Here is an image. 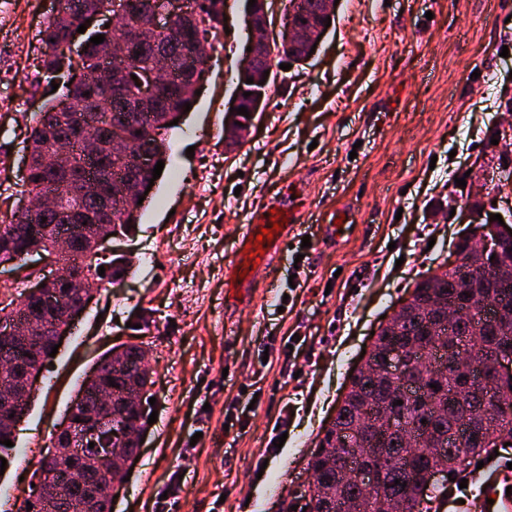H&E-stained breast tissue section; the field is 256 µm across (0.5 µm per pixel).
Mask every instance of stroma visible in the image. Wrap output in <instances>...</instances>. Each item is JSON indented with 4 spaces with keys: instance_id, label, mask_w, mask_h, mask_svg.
<instances>
[{
    "instance_id": "1",
    "label": "stroma",
    "mask_w": 512,
    "mask_h": 512,
    "mask_svg": "<svg viewBox=\"0 0 512 512\" xmlns=\"http://www.w3.org/2000/svg\"><path fill=\"white\" fill-rule=\"evenodd\" d=\"M56 3L0 0L1 213L24 188L33 118L53 98L34 64ZM244 10L225 0L229 32L207 49L201 94L169 133L138 231L120 243L130 272L104 284L42 371L11 450L30 464L0 475L13 506L91 367L133 341L144 313L158 416L114 512H157L175 482L177 512H280L310 482L308 462L382 317L448 260L471 221L512 224V180L502 179L512 54H501L512 50V0H339L313 59L281 72L248 137L229 148ZM286 194L303 221L272 277L236 298L224 266L242 226Z\"/></svg>"
}]
</instances>
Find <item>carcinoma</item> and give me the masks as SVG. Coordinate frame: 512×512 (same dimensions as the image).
I'll use <instances>...</instances> for the list:
<instances>
[{
  "label": "carcinoma",
  "mask_w": 512,
  "mask_h": 512,
  "mask_svg": "<svg viewBox=\"0 0 512 512\" xmlns=\"http://www.w3.org/2000/svg\"><path fill=\"white\" fill-rule=\"evenodd\" d=\"M109 3L110 0H61L57 14L48 17L40 32L46 48L40 60L43 77L52 81L62 70L71 72L76 66L91 70L100 53L112 50V33L97 30L95 34L104 35L105 40L90 45L88 55L80 57L79 61L72 57L78 19L90 8L107 9ZM301 10L300 19L318 22L325 11L324 0H301ZM154 51L180 64L181 44L159 35L153 47L138 56H130L128 68H144ZM71 83V79L62 83L63 91L59 94L67 108L57 112L55 107H50L40 113L31 128L35 163L27 193L20 194L11 216L0 220V264L11 262L16 268L23 267L26 261L24 250L29 247L49 250L51 237L64 225L66 215L63 212L58 215L46 213L44 218L36 220L27 207L26 195L69 177L67 172L45 163L42 157L40 146L45 143L48 133L65 132L87 119L93 120L104 134L110 131L112 124L124 123L133 139L131 150L151 152L163 161L168 150L169 123L181 118L185 104L195 101V95L187 93L183 85L165 86L159 107L165 123L159 136L154 137L148 132L154 122L152 113L123 111L113 100L110 87L96 85L73 89L69 87ZM74 155L79 160L77 169L81 175L89 171L101 179H108L128 167L127 163L110 158L95 168L86 162L85 150L80 145L75 146ZM141 210L142 206L136 201L112 209V234L124 237L131 234L139 224ZM61 260L88 269L102 284L129 271L127 263L102 264L77 239L72 252L62 256ZM101 266L105 268L102 276L98 274ZM471 285L468 292L461 294L455 288L451 273L427 278L415 286L413 300L399 328H380L366 359L368 373L360 370L352 378L336 418L320 440L322 449L308 463L315 486L310 498V512H359L372 506L380 497L395 501L396 512H432L433 501L445 496L446 487L432 478L437 461L425 454L424 449H447L442 464L455 477L465 472L454 465L455 449L469 448L480 455L494 445L496 433L506 430L512 434V417L493 424L486 394L471 389L466 376L470 371H478L488 348L504 343L512 345V319L497 320L493 309L485 315L477 311L471 320L453 328L432 314L431 305L443 299L475 307L490 306L498 301L503 315H512V280L503 282L487 272L472 277ZM450 336L467 342L469 363L461 368L448 367ZM392 343L408 350L406 382L402 385L394 379L384 386L374 380L373 374L381 368L383 354ZM51 350L50 336L45 335L29 357L27 367L40 371ZM140 360V345H126L113 359L101 356L92 368L96 381L89 386L81 384V388L86 389L115 382L112 392L119 396V404L123 402L120 395L127 387L136 386L142 395L140 403L125 406L128 426L134 431L147 428L149 398L154 384L149 370L139 367ZM397 400L403 404H395ZM110 411L111 408L104 406L92 392L85 396L83 404L77 406V412L94 416ZM351 429L365 433L363 443L350 452L351 462L364 468L382 460L381 477L371 486L348 483L342 475L341 439ZM397 480L400 481L398 485L395 484ZM56 483L60 493L54 512H82V498L73 493L70 483L60 474L56 476Z\"/></svg>",
  "instance_id": "cac0c4a2"
}]
</instances>
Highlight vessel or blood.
<instances>
[{
	"label": "vessel or blood",
	"instance_id": "obj_1",
	"mask_svg": "<svg viewBox=\"0 0 512 512\" xmlns=\"http://www.w3.org/2000/svg\"><path fill=\"white\" fill-rule=\"evenodd\" d=\"M282 218L283 223L278 235L260 239L262 229L272 227L274 218ZM298 221L297 213L291 212L288 204L278 202L274 207H263L253 213L247 220L244 232L236 248V258L225 270V281L230 288H249L252 284L250 272L255 265L273 264L279 246L286 238L288 230ZM485 494L490 498V512H512V495L495 482H488Z\"/></svg>",
	"mask_w": 512,
	"mask_h": 512
}]
</instances>
